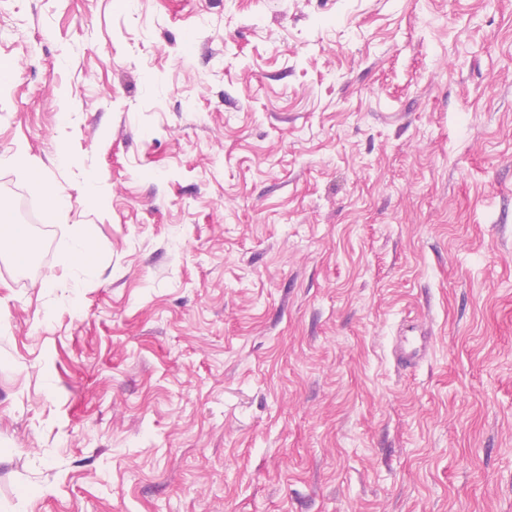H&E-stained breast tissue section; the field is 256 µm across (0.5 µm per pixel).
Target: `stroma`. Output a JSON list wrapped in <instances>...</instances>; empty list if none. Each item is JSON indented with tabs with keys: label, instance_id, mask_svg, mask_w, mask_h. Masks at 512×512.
I'll return each mask as SVG.
<instances>
[{
	"label": "stroma",
	"instance_id": "1",
	"mask_svg": "<svg viewBox=\"0 0 512 512\" xmlns=\"http://www.w3.org/2000/svg\"><path fill=\"white\" fill-rule=\"evenodd\" d=\"M0 201V512H512V0H0ZM15 234V226L9 218L5 217L2 212H0V243L1 248L5 243H9L16 251H28L32 252L36 249V243L32 240H23L17 241L14 237ZM431 334L412 327L393 348L392 354L396 365L404 370L412 369L426 356ZM410 336V337H408Z\"/></svg>",
	"mask_w": 512,
	"mask_h": 512
}]
</instances>
